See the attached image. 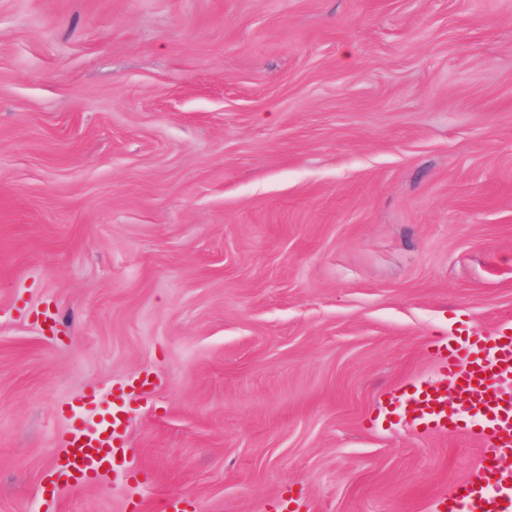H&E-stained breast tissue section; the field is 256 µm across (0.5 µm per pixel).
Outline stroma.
<instances>
[{
	"instance_id": "1",
	"label": "stroma",
	"mask_w": 512,
	"mask_h": 512,
	"mask_svg": "<svg viewBox=\"0 0 512 512\" xmlns=\"http://www.w3.org/2000/svg\"><path fill=\"white\" fill-rule=\"evenodd\" d=\"M509 321L512 0H0V512H434L388 393ZM124 395V390L115 395L111 407L98 419H76L68 435L66 452L54 464L58 481L79 483L96 478L112 466L117 456L126 454L122 444Z\"/></svg>"
}]
</instances>
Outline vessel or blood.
Here are the masks:
<instances>
[{"label":"vessel or blood","instance_id":"1","mask_svg":"<svg viewBox=\"0 0 512 512\" xmlns=\"http://www.w3.org/2000/svg\"><path fill=\"white\" fill-rule=\"evenodd\" d=\"M438 361L452 375L453 390L417 383L388 405L404 423L425 432L454 434L465 418L475 419L478 427L470 435L481 446L478 466L484 479L463 485L458 497L468 512H512V474L501 466L512 457V327L449 339ZM123 402V395H115L98 419L76 420L66 452L54 464L57 480L79 483L98 477L124 454Z\"/></svg>","mask_w":512,"mask_h":512}]
</instances>
